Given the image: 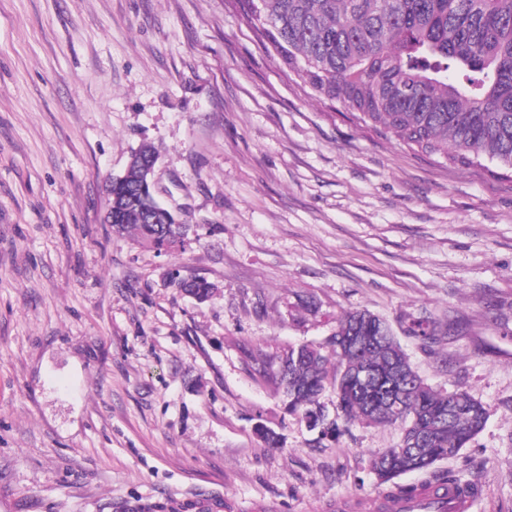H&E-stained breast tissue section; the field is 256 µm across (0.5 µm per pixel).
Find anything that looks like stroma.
<instances>
[{"mask_svg": "<svg viewBox=\"0 0 512 512\" xmlns=\"http://www.w3.org/2000/svg\"><path fill=\"white\" fill-rule=\"evenodd\" d=\"M261 30L243 0H0V512H376L401 428L320 436L241 354L325 344L352 310L482 402L436 468L512 512V172L360 125ZM144 142L186 250L103 222Z\"/></svg>", "mask_w": 512, "mask_h": 512, "instance_id": "35a3bbf8", "label": "stroma"}]
</instances>
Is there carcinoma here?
<instances>
[{"label":"carcinoma","mask_w":512,"mask_h":512,"mask_svg":"<svg viewBox=\"0 0 512 512\" xmlns=\"http://www.w3.org/2000/svg\"><path fill=\"white\" fill-rule=\"evenodd\" d=\"M261 34L300 82L338 100L355 118L411 149L463 165L488 159L512 171V0H244ZM140 169L112 181V229L160 250H174L189 231L175 224L152 194L139 192ZM177 286L199 301L213 293L203 277ZM265 354L246 346V359L278 360L270 380L328 434L337 420L320 402L327 366L336 360L334 390L347 421L402 427V443L372 457L390 501L415 497L397 482L432 473L433 489L468 494L450 474L434 472L458 454L486 422L483 404L458 387L441 392L414 371L390 326L365 310L347 312L326 347L288 346ZM365 370L368 379L356 374ZM399 400L392 406L391 399Z\"/></svg>","instance_id":"1"}]
</instances>
